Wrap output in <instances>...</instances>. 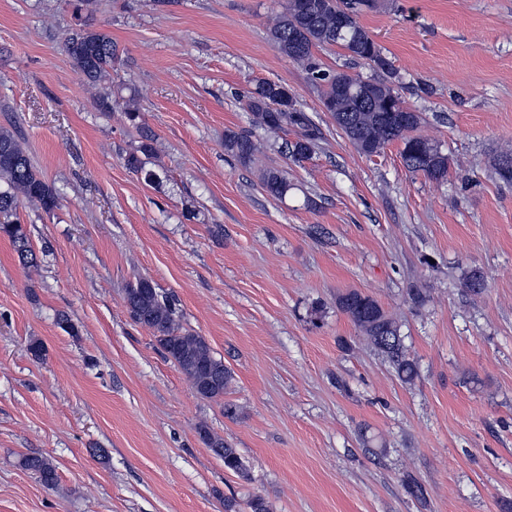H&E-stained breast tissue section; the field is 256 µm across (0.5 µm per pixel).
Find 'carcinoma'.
<instances>
[{
    "label": "carcinoma",
    "instance_id": "carcinoma-1",
    "mask_svg": "<svg viewBox=\"0 0 512 512\" xmlns=\"http://www.w3.org/2000/svg\"><path fill=\"white\" fill-rule=\"evenodd\" d=\"M375 4L376 0H286L284 11L269 29V37L282 54L305 66L324 111L360 154L372 156L398 141L403 145L401 157L408 170L441 181L448 173V155L438 144L416 134L421 124L420 113L405 105L394 88L395 70L359 22L362 12ZM63 45L89 84L101 87L118 55L112 37L103 30L81 25L65 34ZM325 46L340 47L349 59L381 71L382 76L364 80L344 70L323 68L314 50ZM246 106L256 122L269 131L289 128L298 131L297 140L284 145V152L292 162L300 163L314 152L320 128L296 106L287 86L259 81ZM126 118L140 136L138 145L125 157L126 166L144 175L146 182L153 183L158 180V174L145 168L144 158L155 154V135L142 124L137 108H128ZM224 150L246 165L257 151V144L248 134L227 130ZM492 173L499 180L512 183L511 152L497 156ZM262 185L275 198L285 196L290 189L288 179L278 169L267 170ZM58 199V193L36 174L14 134L1 129L0 232L14 243L21 264H35L27 235L17 217L21 202L37 203L49 213L57 207ZM125 302L132 319L152 330L158 344L189 379L199 397L215 400L227 393L234 380L233 372L224 365V360L213 355L204 337L183 329L171 295L157 290L150 280L140 278L126 290ZM337 306L388 360L401 381L410 384L415 380L417 361L408 354L394 319L374 299L349 291L338 298ZM202 439L224 460L225 469L241 476L246 473L240 454L224 443V439L206 431ZM22 466L36 474L43 485H56V469L45 457L26 456Z\"/></svg>",
    "mask_w": 512,
    "mask_h": 512
}]
</instances>
